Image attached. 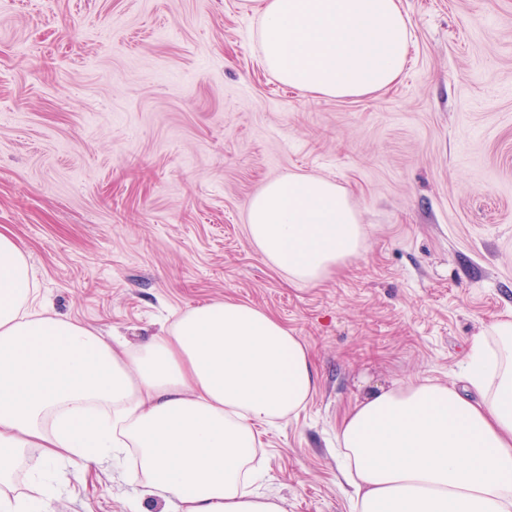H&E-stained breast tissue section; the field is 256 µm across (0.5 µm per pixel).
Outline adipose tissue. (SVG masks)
I'll return each instance as SVG.
<instances>
[{"instance_id":"1","label":"adipose tissue","mask_w":512,"mask_h":512,"mask_svg":"<svg viewBox=\"0 0 512 512\" xmlns=\"http://www.w3.org/2000/svg\"><path fill=\"white\" fill-rule=\"evenodd\" d=\"M258 14L263 63L278 82L331 98L400 77L410 20L401 0H244ZM260 254L316 284L362 250L366 232L337 183L290 174L247 206ZM37 275L0 232V512H52L11 496L18 459L86 469L134 459L141 494L171 512H287L256 492L268 426L297 415L319 376L307 345L266 312L224 300L180 314L139 345L37 307ZM336 444L352 512H512V317L475 336L458 381L369 391Z\"/></svg>"}]
</instances>
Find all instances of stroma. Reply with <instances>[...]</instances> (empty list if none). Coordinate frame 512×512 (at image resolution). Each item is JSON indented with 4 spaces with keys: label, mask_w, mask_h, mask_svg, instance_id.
<instances>
[{
    "label": "stroma",
    "mask_w": 512,
    "mask_h": 512,
    "mask_svg": "<svg viewBox=\"0 0 512 512\" xmlns=\"http://www.w3.org/2000/svg\"><path fill=\"white\" fill-rule=\"evenodd\" d=\"M243 0H0V232L59 315L135 345L189 308L266 309L319 386L264 438L260 489L288 512H351L336 427L367 390L451 382L512 315V0H402L389 90L336 99L265 69ZM291 173L335 181L366 230L329 279L289 281L247 202ZM16 467L55 512H162L127 465L94 481Z\"/></svg>",
    "instance_id": "35a3bbf8"
}]
</instances>
